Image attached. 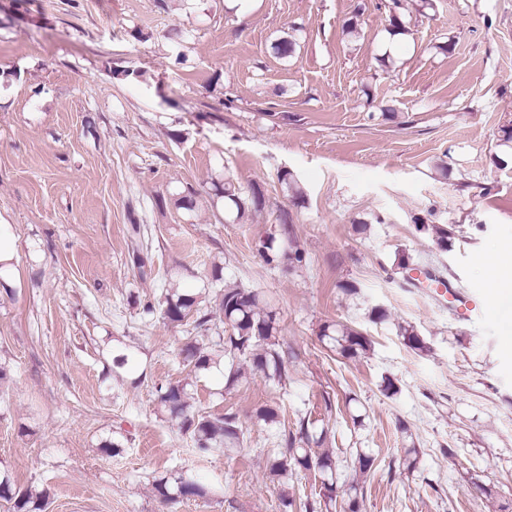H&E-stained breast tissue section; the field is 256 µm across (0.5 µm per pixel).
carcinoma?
Returning <instances> with one entry per match:
<instances>
[{
	"label": "carcinoma",
	"mask_w": 512,
	"mask_h": 512,
	"mask_svg": "<svg viewBox=\"0 0 512 512\" xmlns=\"http://www.w3.org/2000/svg\"><path fill=\"white\" fill-rule=\"evenodd\" d=\"M279 181L293 199L303 198V190L290 172H283ZM219 193L224 198V218L234 222L241 220L249 207L261 204L260 197H248L229 176L224 177ZM262 254L269 263L286 259L294 264L303 260L302 252L297 249L290 252L281 250L273 237L263 244ZM211 285L212 300L222 315L221 321L229 328V334L223 337L224 356L229 360L226 384L232 386L241 378V370L235 365V359L241 356L249 358L252 369L265 378L274 382L281 381L285 366L277 349L276 314L268 303L255 290L224 284L222 273L217 268L212 273ZM161 312L163 318L174 326L193 322L192 330L196 332L212 319L210 313L200 308L198 296L172 288L164 295ZM320 336L333 340L336 351L344 358L356 357L371 348V340L367 335L346 324H325ZM179 356L198 371L208 370L215 362L213 355L205 351L196 336L186 337V342L179 349ZM157 400L164 411L180 420L183 431L189 434L197 452L207 454L221 447L231 450L243 444V430L236 414L213 415L192 409L184 386L170 384L158 387ZM298 434L306 447H295L293 437L285 439V447L268 456L270 476L283 483L297 468L314 470L322 476L324 496L329 499L335 497L336 461L327 452L317 453L307 447L311 443L307 422H300ZM155 489L165 503L179 498H204L208 494L205 486L182 474L159 480ZM0 499L12 502L14 512H45L48 493L45 490L20 491L9 477L0 476Z\"/></svg>",
	"instance_id": "obj_1"
}]
</instances>
